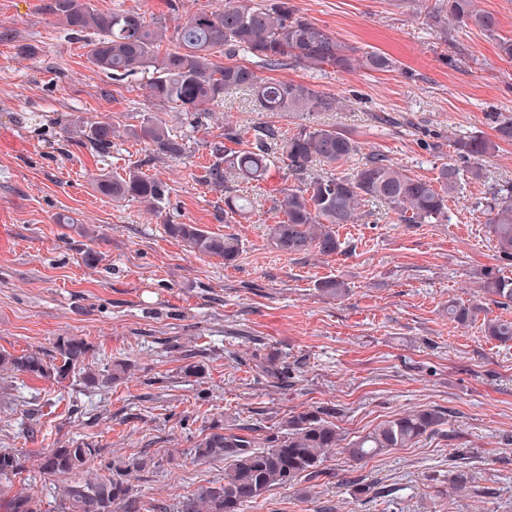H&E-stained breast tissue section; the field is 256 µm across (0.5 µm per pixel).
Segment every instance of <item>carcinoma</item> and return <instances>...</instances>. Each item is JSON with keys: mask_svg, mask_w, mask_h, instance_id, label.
<instances>
[{"mask_svg": "<svg viewBox=\"0 0 512 512\" xmlns=\"http://www.w3.org/2000/svg\"><path fill=\"white\" fill-rule=\"evenodd\" d=\"M418 8L445 39L450 25L490 35L497 28L496 17L477 9L474 0H418ZM50 11L70 34L96 35L90 43L91 62L113 80L151 73L149 99L184 112L191 125L230 92L250 96L262 112H286L300 118L298 130L288 135L270 126L255 129L252 139L239 150L221 142L215 144L212 153L216 161L208 169L209 182L224 189V205L232 215L245 213L249 203L233 194L231 182L265 180L278 163L294 179L272 197L273 209L283 216L269 228V242L276 251L298 255L315 249L326 256L339 252L336 226L357 223L361 207L370 201L386 205L401 224L448 220V192L459 185L460 169L442 167L433 183L411 176L385 156L372 152L357 166L341 172L339 168L349 164L361 147L346 133L316 121L315 115L343 110V98L307 83L266 79L244 65L213 62L211 56L217 52L227 58L243 52L266 69L301 65L313 72L326 67L338 72L356 68L384 72L394 66L390 56L361 52L302 16L292 0H224L221 9H200L177 27L171 36L174 47L163 56L158 55L157 48L167 28L148 23L134 9L105 13L94 9L90 0H53ZM57 135L62 142L86 140L105 151L112 147L115 130L107 116L97 121L77 116L60 125ZM127 135L158 156L180 159L185 154V144L157 118L143 119L129 128ZM490 147L488 140L477 136L457 144L459 153L469 158L486 154ZM318 166L324 172L313 173ZM95 186L115 202L138 201L153 212L160 211L168 194L165 183L136 168L122 176L102 173ZM484 215L496 252L512 258V184L493 194ZM166 232L186 243L192 252L220 257L227 263L239 253L235 238L213 234L197 224H168ZM318 288L334 299L345 297L347 292L346 284L335 278L320 282ZM483 289L498 304L512 303L510 277L489 271ZM481 312L476 305L448 301V319L461 326L476 322ZM481 330L490 340L512 342L511 320L485 319ZM55 350L52 360L39 350L20 354L0 351V375L58 382L73 374L87 387L108 388L130 371L124 361L102 368L93 366L89 363L91 349L79 338L60 337ZM337 413L334 406H322L292 415L278 431L263 437L262 447L255 436L256 427H207L192 448L193 458L224 460V481L187 498L181 512H242L244 506L257 502L275 487L319 475L327 453L340 441ZM446 422V414L436 409L405 413L348 442L345 451L351 459L363 461L391 448H410L423 436L438 432ZM100 454L95 444L84 441L38 453V472L62 478L55 486L57 512H117L136 507L127 476L148 467L152 458L144 455L127 464L109 462L105 468L115 475L106 477L89 471ZM25 462V456L0 449V512H42L39 499L12 491V477L21 472Z\"/></svg>", "mask_w": 512, "mask_h": 512, "instance_id": "cac0c4a2", "label": "carcinoma"}]
</instances>
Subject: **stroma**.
I'll list each match as a JSON object with an SVG mask.
<instances>
[{
  "label": "stroma",
  "mask_w": 512,
  "mask_h": 512,
  "mask_svg": "<svg viewBox=\"0 0 512 512\" xmlns=\"http://www.w3.org/2000/svg\"><path fill=\"white\" fill-rule=\"evenodd\" d=\"M51 0H0V225L12 240L0 253V350L54 354L58 337L83 339L95 366L117 360L130 373L108 389L25 375L0 383V448L30 456L71 441L153 466L132 473L138 512H180L186 497L223 479L220 460H194L197 436L213 422L276 431L289 416L338 405L346 439L396 415L435 408L448 415L438 434L364 463L332 450L316 479L277 487L244 512H512V343L483 336L479 324L448 319V301L482 304L512 319L480 285L486 270L512 277V258L496 252L480 207L512 183V143L497 140L491 117L512 114V60L498 48L512 39V0H477L498 21L495 35L449 29L440 39L415 0H293L300 13L343 42L391 56L387 72L261 69L267 79L303 82L347 100L319 121L347 131L363 153L383 154L411 175L436 179L443 166L464 170L448 195L444 224H401L378 202L338 229L331 256H286L268 241L278 221L262 183H240L247 217L224 212V194L206 179L211 143L233 125L242 139L271 126L295 132L284 112H259L244 96H225L189 126L184 113L151 104L148 77L117 83L89 60L86 40L68 35L48 11ZM103 12L136 9L175 29L221 0H93ZM31 45L35 54L20 53ZM107 115L118 135L107 154L57 141L72 115ZM154 116L184 139L182 159L152 154L125 131ZM473 135L492 143L480 162L457 150ZM479 165L480 178L469 170ZM140 166L164 181L162 212L113 202L93 174ZM197 224L239 241L232 263L199 256L170 238L169 224ZM88 228L82 236L77 225ZM343 280L347 295L317 284ZM276 358L286 377L256 369ZM200 373L185 376L186 364ZM464 455L474 488L452 490L449 466ZM393 490L377 495L379 486Z\"/></svg>",
  "instance_id": "35a3bbf8"
}]
</instances>
